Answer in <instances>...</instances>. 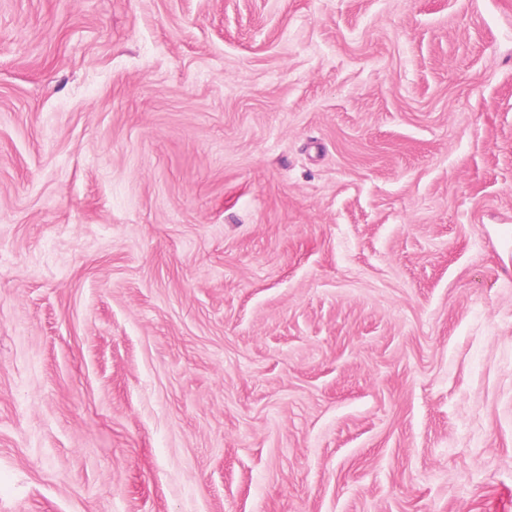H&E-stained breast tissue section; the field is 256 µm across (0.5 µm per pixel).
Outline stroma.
<instances>
[{"mask_svg": "<svg viewBox=\"0 0 512 512\" xmlns=\"http://www.w3.org/2000/svg\"><path fill=\"white\" fill-rule=\"evenodd\" d=\"M0 512H512V0H0Z\"/></svg>", "mask_w": 512, "mask_h": 512, "instance_id": "obj_1", "label": "stroma"}]
</instances>
